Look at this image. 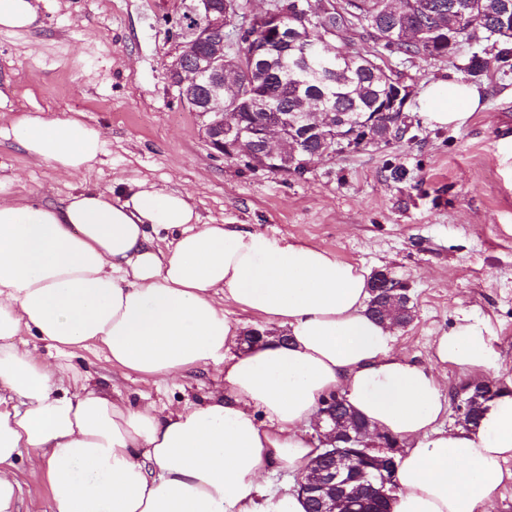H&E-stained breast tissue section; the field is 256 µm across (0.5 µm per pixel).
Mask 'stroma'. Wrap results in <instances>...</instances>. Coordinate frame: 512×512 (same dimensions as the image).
<instances>
[{"label": "stroma", "instance_id": "1", "mask_svg": "<svg viewBox=\"0 0 512 512\" xmlns=\"http://www.w3.org/2000/svg\"><path fill=\"white\" fill-rule=\"evenodd\" d=\"M43 15L35 33L0 31V128L23 114L78 112L102 132L106 152L91 172L70 177L1 136L0 173L14 178L18 195L56 203L83 186L117 193L143 178L188 193L203 223L316 243L403 281L414 318L397 329L394 347L434 366L444 397L468 378L437 362L433 344L463 316L487 327L488 379L512 383V70L492 40L477 35L449 60L387 56L411 89L405 138L351 147L286 176L214 156L201 118L176 100L166 77L174 0H45ZM474 54L486 61L471 80L482 109L458 130L429 126L423 90L460 76ZM70 370L116 384L133 405L201 400L218 376L212 366L146 383L92 350L76 351Z\"/></svg>", "mask_w": 512, "mask_h": 512}]
</instances>
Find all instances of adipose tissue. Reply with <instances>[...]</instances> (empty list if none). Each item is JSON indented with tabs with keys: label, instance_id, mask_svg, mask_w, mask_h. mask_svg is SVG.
I'll return each instance as SVG.
<instances>
[{
	"label": "adipose tissue",
	"instance_id": "adipose-tissue-1",
	"mask_svg": "<svg viewBox=\"0 0 512 512\" xmlns=\"http://www.w3.org/2000/svg\"><path fill=\"white\" fill-rule=\"evenodd\" d=\"M41 0H0V30L41 27ZM457 78L424 90L434 127L465 126L480 104ZM68 175L105 152L80 117L22 116L6 130ZM0 177V512H20L16 460L45 476L52 512H305L291 488L261 493L269 471L305 477L322 397L339 392L372 429L405 441L389 512H477L512 470V392L479 426L444 429L433 367L394 348L368 314L365 267L317 244L234 224H205L180 191L128 182L121 197L82 189L59 203L18 199ZM173 235L155 249L149 228ZM260 317L263 342L239 350L226 305ZM482 323L462 318L435 342L438 361L480 376L491 366ZM54 348L46 361L14 338ZM100 347L121 372L176 377L216 366L223 385L171 409L129 406L69 378L63 358Z\"/></svg>",
	"mask_w": 512,
	"mask_h": 512
}]
</instances>
